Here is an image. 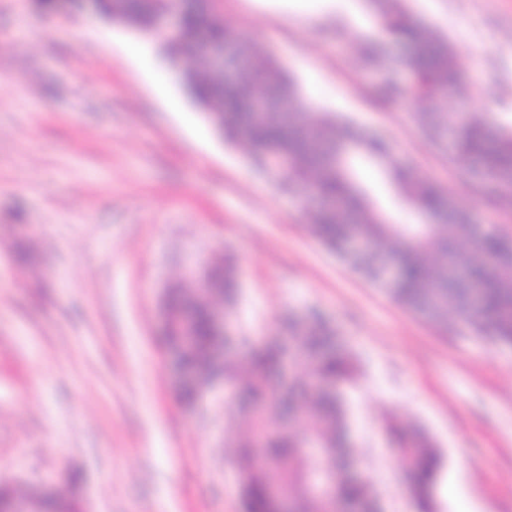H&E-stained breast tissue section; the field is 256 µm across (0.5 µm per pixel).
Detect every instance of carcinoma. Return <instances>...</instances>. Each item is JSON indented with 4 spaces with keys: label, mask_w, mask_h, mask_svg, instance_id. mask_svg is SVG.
I'll list each match as a JSON object with an SVG mask.
<instances>
[{
    "label": "carcinoma",
    "mask_w": 512,
    "mask_h": 512,
    "mask_svg": "<svg viewBox=\"0 0 512 512\" xmlns=\"http://www.w3.org/2000/svg\"><path fill=\"white\" fill-rule=\"evenodd\" d=\"M377 22L404 48L395 55L377 49L370 59L385 68L413 74L410 87L391 84L381 89L385 99L402 103L419 130L438 138L452 126L456 140L452 160L459 166L477 161L486 180L512 204V124L488 133L479 112L449 114L442 102L464 100L468 84L445 39L407 17L404 0H372ZM164 0H98L97 12L132 17H157ZM228 51L227 64L246 62L232 80L214 70L198 54L193 36ZM170 53L187 61L185 78L197 103L224 139L241 146L251 163L282 189L301 187L325 201L311 216L309 231L323 246L349 262L346 247L354 239L372 243L351 265L359 276L383 281L384 259L397 267L395 279L385 282L391 299L406 310L437 325L448 314L471 334L512 347V237L478 232L439 186L402 168L389 146L377 135L331 112L311 107L288 69L263 55L224 27L213 0H189L179 31L167 37ZM266 112H255L257 100ZM379 163L407 206L431 220L429 224H391L369 202L350 175L346 151ZM288 156V169L269 167L270 156ZM224 270L206 268L184 283L166 288L165 303L177 315H189L191 335L171 336L180 347L183 365L201 383L216 374L237 386L247 404L227 412L249 423L248 433L233 437L227 447L236 452L249 512H278L280 501L270 497L277 485L295 512H372L380 492L353 473L359 458L351 438L341 386L355 378L353 355L319 313L290 316L282 323L288 350L272 336L257 338L239 324L234 309L240 287L234 265L222 258ZM224 305V336L217 335L211 308ZM224 340V365L215 367L210 351ZM248 349L247 370L235 351ZM288 420L274 428L270 416ZM306 422L304 431L291 429ZM384 427L398 444L395 452L410 474L406 496L416 512H434L433 489L440 454L422 431L407 433L392 420Z\"/></svg>",
    "instance_id": "carcinoma-1"
}]
</instances>
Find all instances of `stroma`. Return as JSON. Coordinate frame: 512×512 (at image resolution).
<instances>
[{
  "instance_id": "obj_1",
  "label": "stroma",
  "mask_w": 512,
  "mask_h": 512,
  "mask_svg": "<svg viewBox=\"0 0 512 512\" xmlns=\"http://www.w3.org/2000/svg\"><path fill=\"white\" fill-rule=\"evenodd\" d=\"M221 4L310 105L381 135L472 224L512 235V207L452 162V134L430 143L380 99L367 54L389 41L351 21L374 16L371 0H336L325 21ZM406 8L470 86L442 111L512 123V0ZM354 174L390 223H420L381 167L358 159ZM313 210L223 142L158 42L70 0H0V481L23 496L52 485L80 512H243L225 443L248 422L225 419L219 388L182 406L163 341L165 286L228 252L241 323L273 330L314 309L351 341L352 438L385 512H412L386 414L441 451L435 512H512V348L399 307L311 236Z\"/></svg>"
}]
</instances>
